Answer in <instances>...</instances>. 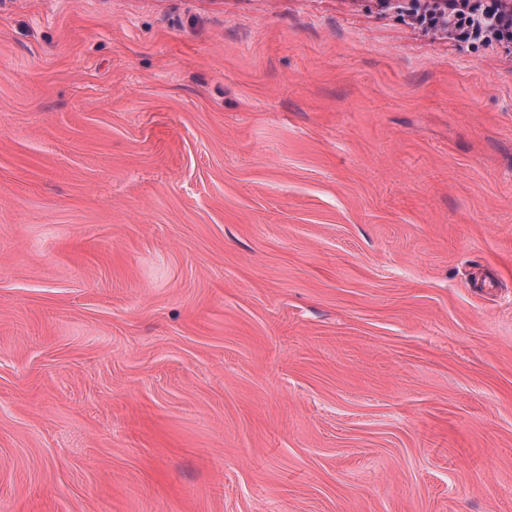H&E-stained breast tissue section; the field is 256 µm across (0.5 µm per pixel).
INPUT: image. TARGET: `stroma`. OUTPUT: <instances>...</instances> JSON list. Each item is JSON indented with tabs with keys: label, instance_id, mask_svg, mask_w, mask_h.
Here are the masks:
<instances>
[{
	"label": "stroma",
	"instance_id": "stroma-1",
	"mask_svg": "<svg viewBox=\"0 0 512 512\" xmlns=\"http://www.w3.org/2000/svg\"><path fill=\"white\" fill-rule=\"evenodd\" d=\"M0 512H512V51L0 0Z\"/></svg>",
	"mask_w": 512,
	"mask_h": 512
}]
</instances>
